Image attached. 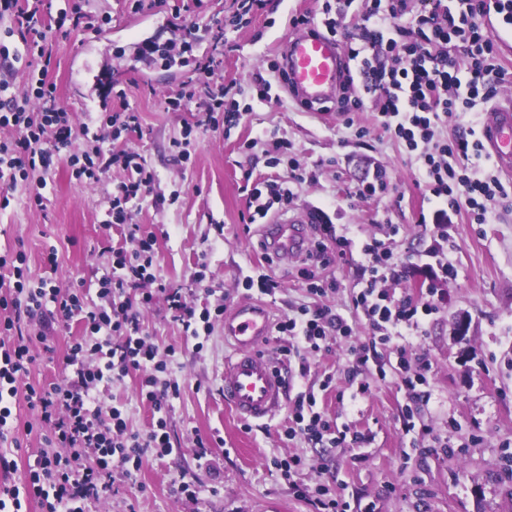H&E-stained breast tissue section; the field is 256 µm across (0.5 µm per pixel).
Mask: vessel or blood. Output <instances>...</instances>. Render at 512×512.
<instances>
[{
	"label": "vessel or blood",
	"mask_w": 512,
	"mask_h": 512,
	"mask_svg": "<svg viewBox=\"0 0 512 512\" xmlns=\"http://www.w3.org/2000/svg\"><path fill=\"white\" fill-rule=\"evenodd\" d=\"M485 22L498 40L512 45V22L498 8H490ZM283 67L288 89L298 100L322 105L333 99L347 57L336 39L314 27L291 32L283 43ZM480 137L486 154L512 173V98L490 109ZM309 216L278 219L263 228V247L280 263L301 254L307 244ZM271 321L260 306H237L224 318V337L234 352L224 367V400L245 420H266L285 406L286 389L280 370L260 353L268 339Z\"/></svg>",
	"instance_id": "1"
}]
</instances>
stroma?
<instances>
[{"label":"stroma","instance_id":"1","mask_svg":"<svg viewBox=\"0 0 512 512\" xmlns=\"http://www.w3.org/2000/svg\"><path fill=\"white\" fill-rule=\"evenodd\" d=\"M190 6L197 29L182 64L145 67L138 57L144 40L162 42L175 6ZM323 0H266L249 22L234 24V0H155L152 10L139 12L134 0H43L45 17L57 19L81 11L92 28L57 37L49 78L59 102L76 125L91 135H104L99 119L109 112H134L140 133L113 141V150L138 152L156 174L151 189L137 201L129 223L156 240L153 261L163 288L153 289L141 321L159 352L175 348L173 376L180 394L166 414L172 450L149 457L138 487L113 471L112 496L91 503L87 512H314L297 487H326L347 502L349 512H512V208L499 210L491 224L468 223L452 216L445 226L422 224L418 215L422 191L418 171L390 140H374L372 150L358 148L351 132L335 113L317 116L279 89L278 100L260 96V79L274 80L281 63V44L291 17L307 16L320 25ZM206 57L216 62L213 80L234 85L242 114L232 131L206 120L203 92L178 108L167 107L195 65ZM286 140L284 155L305 170L288 216L322 208L336 234L356 240L375 236L387 240L399 276L387 283L395 295L418 292L441 263L456 270L442 284L445 295L437 314L413 339L415 352L427 356L430 399L410 406L398 375L379 378L374 369L362 372L367 393L353 398L347 371L355 349L370 341L363 317L352 312L350 298L370 277L359 252L329 266L300 257L280 264L266 259L259 224L246 225V179L260 182L288 176L285 163L266 165L263 146L244 149L259 132ZM192 141L190 156L176 158L172 143L182 134ZM387 166L393 185L389 195L364 202L353 190L365 176L367 158ZM127 172L112 168L95 185L75 182L65 166L46 178L43 208L27 203L24 184L0 178V193L10 204L0 209V254L23 251L28 275L62 289L83 285L96 298L99 280L112 272L118 252L132 243L110 225L113 186ZM56 248L57 267L44 260ZM268 275L271 293L247 287V277ZM337 282L324 302L347 317L350 338L330 342L328 349L307 355L309 371L300 375L298 359L281 349L288 339L272 333L260 352L290 371L289 396L314 389L317 409L333 429L346 433L336 448L303 438L288 439V412L261 422L239 419L224 401V366L233 349L224 340V321L212 322L204 341L188 337L173 318L168 289H178L196 312L257 301L272 322L310 303L309 275ZM467 320L466 336L456 325ZM78 322L62 325L53 318L33 324L39 355L25 381L55 382L63 376L69 337L82 335ZM329 391H321L325 375ZM138 377L129 375L104 390L106 403L127 409L129 429L147 433L157 416L138 398ZM413 413L415 428L406 431L405 415ZM209 448L198 458L195 443ZM300 456L303 465L286 475L278 461ZM185 482L198 490L189 499L176 491Z\"/></svg>","mask_w":512,"mask_h":512}]
</instances>
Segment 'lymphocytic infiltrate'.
<instances>
[{
    "label": "lymphocytic infiltrate",
    "instance_id": "lymphocytic-infiltrate-1",
    "mask_svg": "<svg viewBox=\"0 0 512 512\" xmlns=\"http://www.w3.org/2000/svg\"><path fill=\"white\" fill-rule=\"evenodd\" d=\"M336 0V11L326 18L328 35L338 40L355 65L348 85L336 105L359 144H367L369 131L355 126L353 113L362 111L365 99L376 104L383 133L403 147L418 165V186L424 200L437 202L436 217L452 211L465 214L469 223L489 224L498 209L512 207V183L502 181L479 137L483 109L495 101L505 79L498 44L484 24L486 0H458L450 8L444 0ZM12 21L6 37H18L28 54L42 63L39 77L28 94L17 95L8 77H0V128L11 129L0 140V177L21 178L28 184V202L43 204L45 177L59 164H67L80 184L106 179L112 166L134 170L135 180L112 191L114 223H124L128 204L141 189L150 187L154 172L137 153L115 154L104 145L77 150L70 114L60 106L55 83L47 75L52 63V35L62 21L44 22L37 9L24 0H0V18ZM39 112H32L31 101ZM454 124L452 137L442 136ZM130 252L121 254L118 278L103 277L98 300L88 299L80 288L61 290L31 286L23 252L0 255V444L12 438L18 421V401L46 434L47 449L26 468L0 453V470L19 472L16 481L0 482V512H29L38 503L42 512H84L82 504L112 494V472L120 470L130 485H137L148 456L168 454L171 444L165 411L180 394L177 379L159 381L157 371H169L170 359L161 357L141 323L140 311L129 306L126 289L157 280L153 266L154 239L140 236ZM371 277L352 298L373 331L371 345L359 354L367 364L377 345L393 346L395 369L412 401L429 399L425 360H414L411 336L421 332L426 320L439 309L441 289L421 286L418 294L394 298L383 282L394 277L392 251L384 241L366 239L360 247ZM73 319L84 325L83 335L67 344L65 380L31 385L19 391L37 358L32 350L31 325L36 319ZM278 332L297 338L285 355L317 352L331 336H350L346 319L323 305L303 306L277 323ZM139 373V398L159 417L155 429L141 435L128 430L125 415L103 404L98 386L130 373ZM315 397H298L292 420L308 440L341 442L328 420L316 411ZM95 463L83 465L86 454Z\"/></svg>",
    "mask_w": 512,
    "mask_h": 512
}]
</instances>
